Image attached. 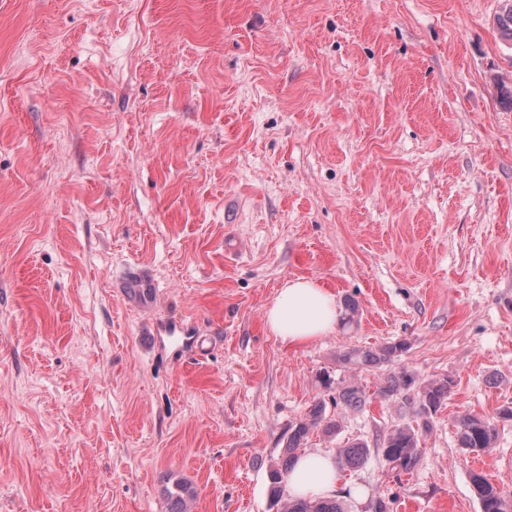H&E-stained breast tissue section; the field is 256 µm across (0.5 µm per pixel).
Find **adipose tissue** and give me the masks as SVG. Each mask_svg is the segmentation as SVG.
<instances>
[{"mask_svg":"<svg viewBox=\"0 0 512 512\" xmlns=\"http://www.w3.org/2000/svg\"><path fill=\"white\" fill-rule=\"evenodd\" d=\"M341 316L335 293L305 278L285 281L265 309L267 328L286 345H301L333 333ZM338 479L332 458L309 453L302 455L289 473L288 490L301 498H326Z\"/></svg>","mask_w":512,"mask_h":512,"instance_id":"1","label":"adipose tissue"}]
</instances>
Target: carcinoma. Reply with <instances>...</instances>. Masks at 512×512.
Instances as JSON below:
<instances>
[{"instance_id":"carcinoma-1","label":"carcinoma","mask_w":512,"mask_h":512,"mask_svg":"<svg viewBox=\"0 0 512 512\" xmlns=\"http://www.w3.org/2000/svg\"><path fill=\"white\" fill-rule=\"evenodd\" d=\"M496 25L501 37L512 43V0L497 16ZM409 344L405 340L388 341L377 346H352L337 356L339 367L348 371L379 370L394 362ZM327 398L312 405L306 417L298 419L288 429V439L278 461L268 467V492L271 501L279 506V512H345L344 505L335 498L319 500L294 499L288 492L287 477L298 451L305 446L312 430L318 426L334 434L341 428L340 422L327 414V407L360 410L369 402L370 394L362 384L355 381L324 379ZM454 386L450 377L420 381L408 370L389 373L381 378L374 394L385 400H402L415 404L412 421L393 426L371 449L366 441L355 438L347 440L338 448L337 456L343 466L356 469L364 466L369 455L374 453L392 468L409 473L415 469L420 457V437L430 431L433 418L445 408ZM456 438L460 448L467 453L480 454L492 448L495 426L476 415H462L455 420ZM471 481L481 505V512H512V501L506 499L481 473H472ZM169 504L168 512H191L196 490L184 482H175L164 488Z\"/></svg>"}]
</instances>
